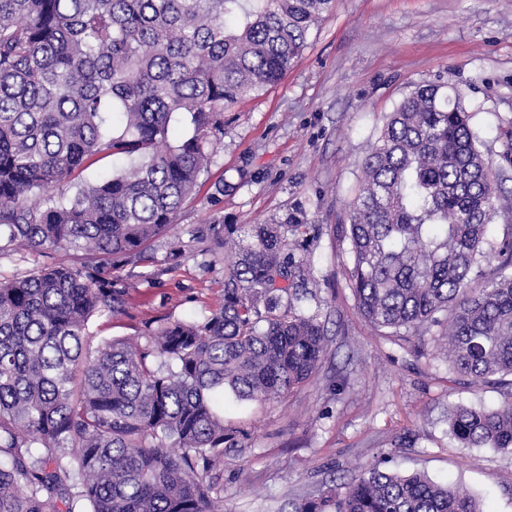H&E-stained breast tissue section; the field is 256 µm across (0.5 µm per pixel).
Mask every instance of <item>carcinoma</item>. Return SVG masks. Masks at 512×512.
Instances as JSON below:
<instances>
[{"mask_svg":"<svg viewBox=\"0 0 512 512\" xmlns=\"http://www.w3.org/2000/svg\"><path fill=\"white\" fill-rule=\"evenodd\" d=\"M333 0H0V254L69 264L0 274V512H224V394L282 398L319 369L327 333L297 311L310 271L294 250L321 228L298 207L224 225V302L93 342L127 314L116 275L191 200L224 113L279 82ZM189 124L176 134L174 117ZM459 92L414 86L362 160L347 270L358 311L404 342L448 315L453 373L502 397L457 406L453 436L512 452V231L501 171ZM110 158L95 181L79 174ZM492 270L477 283L481 262ZM294 512H485L423 472L376 465Z\"/></svg>","mask_w":512,"mask_h":512,"instance_id":"obj_1","label":"carcinoma"}]
</instances>
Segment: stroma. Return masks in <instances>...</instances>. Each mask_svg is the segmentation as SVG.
<instances>
[{
	"instance_id": "1",
	"label": "stroma",
	"mask_w": 512,
	"mask_h": 512,
	"mask_svg": "<svg viewBox=\"0 0 512 512\" xmlns=\"http://www.w3.org/2000/svg\"><path fill=\"white\" fill-rule=\"evenodd\" d=\"M423 83L463 92L512 200V0H335L286 76L225 113L223 143L194 198L122 268L133 286L127 316L89 324L112 340L206 319L223 303L224 253L211 242L218 222L260 224L301 207L322 227L296 254L316 282L298 310L324 321L327 356L284 398L225 401L224 423L241 433L224 451L227 512H291L386 455L399 473L422 471L473 494L485 512H512V453L463 447L448 428L450 406H493L499 393L454 383L445 361L379 335L346 283L341 226L360 162L385 115Z\"/></svg>"
}]
</instances>
